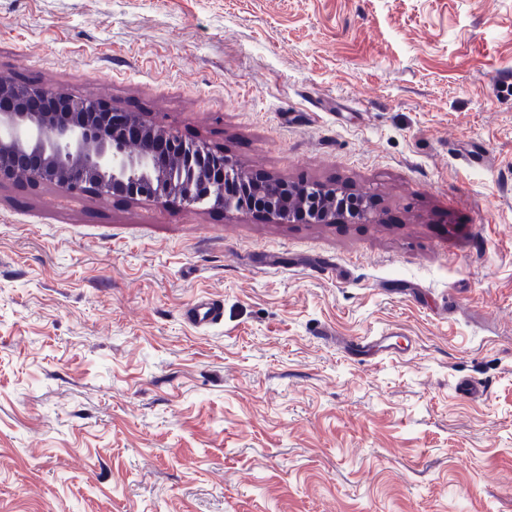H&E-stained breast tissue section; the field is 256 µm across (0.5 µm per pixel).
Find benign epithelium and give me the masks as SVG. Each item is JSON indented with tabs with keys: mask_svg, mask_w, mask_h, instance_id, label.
<instances>
[{
	"mask_svg": "<svg viewBox=\"0 0 512 512\" xmlns=\"http://www.w3.org/2000/svg\"><path fill=\"white\" fill-rule=\"evenodd\" d=\"M36 95L57 100L60 109H27ZM20 175L67 195L176 199L297 224H333L338 215L353 224L371 220L363 195L350 205L321 185L301 190L277 179L271 189L223 154L135 112H104L96 100L31 89L0 75V186Z\"/></svg>",
	"mask_w": 512,
	"mask_h": 512,
	"instance_id": "7a95c632",
	"label": "benign epithelium"
}]
</instances>
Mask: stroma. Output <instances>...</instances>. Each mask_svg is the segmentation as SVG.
I'll return each instance as SVG.
<instances>
[{
    "mask_svg": "<svg viewBox=\"0 0 512 512\" xmlns=\"http://www.w3.org/2000/svg\"><path fill=\"white\" fill-rule=\"evenodd\" d=\"M0 73L374 214L1 185L0 512H512V0H0ZM221 315V304L212 298L198 299L186 311L188 321L196 326L216 323Z\"/></svg>",
    "mask_w": 512,
    "mask_h": 512,
    "instance_id": "1",
    "label": "stroma"
}]
</instances>
